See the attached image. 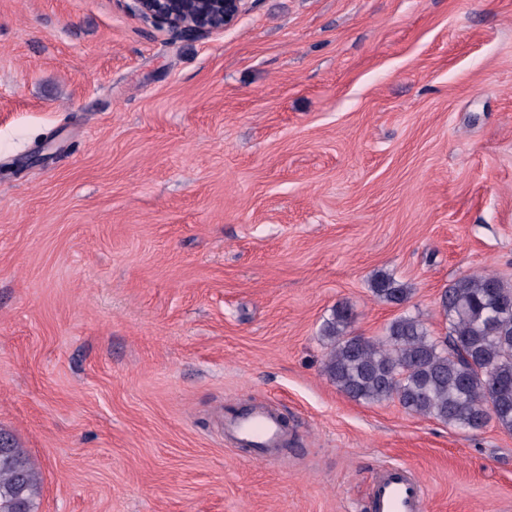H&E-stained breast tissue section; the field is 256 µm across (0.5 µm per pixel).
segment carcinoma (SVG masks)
<instances>
[{"label": "carcinoma", "mask_w": 512, "mask_h": 512, "mask_svg": "<svg viewBox=\"0 0 512 512\" xmlns=\"http://www.w3.org/2000/svg\"><path fill=\"white\" fill-rule=\"evenodd\" d=\"M379 301L403 305L412 289L389 273L372 278ZM445 337L421 319L394 318L380 338L354 336L351 311L336 305L322 327L325 375L365 404L396 399L408 412L459 430L490 421L512 431V286L493 274L456 280L440 296ZM40 477L26 451L0 433V512H37Z\"/></svg>", "instance_id": "carcinoma-1"}]
</instances>
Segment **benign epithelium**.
I'll return each instance as SVG.
<instances>
[{
  "label": "benign epithelium",
  "mask_w": 512,
  "mask_h": 512,
  "mask_svg": "<svg viewBox=\"0 0 512 512\" xmlns=\"http://www.w3.org/2000/svg\"><path fill=\"white\" fill-rule=\"evenodd\" d=\"M252 0H127L139 21L165 31L173 41L194 40L233 26Z\"/></svg>",
  "instance_id": "benign-epithelium-1"
}]
</instances>
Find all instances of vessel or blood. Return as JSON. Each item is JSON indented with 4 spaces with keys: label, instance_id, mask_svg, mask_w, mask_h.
Returning <instances> with one entry per match:
<instances>
[{
    "label": "vessel or blood",
    "instance_id": "vessel-or-blood-1",
    "mask_svg": "<svg viewBox=\"0 0 512 512\" xmlns=\"http://www.w3.org/2000/svg\"><path fill=\"white\" fill-rule=\"evenodd\" d=\"M224 422L236 447L253 449L264 460L286 437L282 415L270 404L244 414L228 408ZM364 512H428L425 484L411 467L403 464L382 466L367 497Z\"/></svg>",
    "mask_w": 512,
    "mask_h": 512
}]
</instances>
